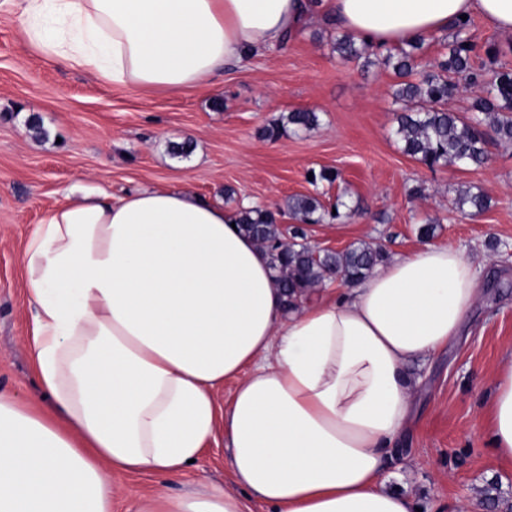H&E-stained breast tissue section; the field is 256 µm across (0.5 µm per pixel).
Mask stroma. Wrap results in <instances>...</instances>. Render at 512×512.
Returning <instances> with one entry per match:
<instances>
[{
	"mask_svg": "<svg viewBox=\"0 0 512 512\" xmlns=\"http://www.w3.org/2000/svg\"><path fill=\"white\" fill-rule=\"evenodd\" d=\"M18 0H0V392L39 401L26 338L36 309L17 257L47 210L72 188L120 196L141 188H187L225 208L243 200L283 208L293 196L317 197L341 217L308 226L311 244L340 251L381 244L387 257L422 241L451 244L474 262L484 297L470 314L471 334L448 352L414 363L421 380L414 419L384 473L387 485L421 512H448L477 500L482 512H512V469L499 468L481 434L490 378L512 350V143L489 141L480 167L428 169L405 155L396 136L399 82L375 50L371 65L332 50L340 31L322 15L286 47L226 65L206 86L142 94L46 58L25 40ZM476 65L512 68V38L472 17ZM318 123L273 140L265 129L291 112ZM39 122L43 135L31 124ZM192 134L191 150L173 145ZM336 169L340 179L311 181ZM461 187L491 200L482 214L453 209ZM225 440L210 443L181 477L113 475L112 512H139L145 496H178L201 486L231 487Z\"/></svg>",
	"mask_w": 512,
	"mask_h": 512,
	"instance_id": "obj_1",
	"label": "stroma"
}]
</instances>
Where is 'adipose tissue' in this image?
<instances>
[{"label":"adipose tissue","instance_id":"obj_1","mask_svg":"<svg viewBox=\"0 0 512 512\" xmlns=\"http://www.w3.org/2000/svg\"><path fill=\"white\" fill-rule=\"evenodd\" d=\"M375 48L461 16L512 36V0H321ZM308 0H21L44 55L144 92L208 83L297 34ZM236 212L177 188L68 195L19 254L36 316L39 407L0 394V512H112L109 472L175 477L225 434L233 486L157 493L140 512H414L383 478L410 426L409 365L462 335L483 290L466 253L425 245L359 287L288 306ZM234 382L228 405L217 392ZM512 468V352L484 407Z\"/></svg>","mask_w":512,"mask_h":512}]
</instances>
